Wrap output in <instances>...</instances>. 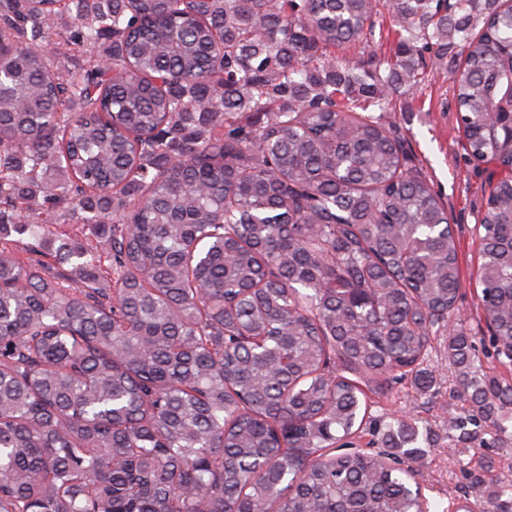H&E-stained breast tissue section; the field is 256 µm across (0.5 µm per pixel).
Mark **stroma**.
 Returning a JSON list of instances; mask_svg holds the SVG:
<instances>
[{"instance_id": "obj_1", "label": "stroma", "mask_w": 512, "mask_h": 512, "mask_svg": "<svg viewBox=\"0 0 512 512\" xmlns=\"http://www.w3.org/2000/svg\"><path fill=\"white\" fill-rule=\"evenodd\" d=\"M380 118L383 123L393 124L405 138L413 164L423 169L448 207L463 272L454 326L471 336L484 371L508 377L512 373L500 364L488 328L477 315V293L472 284L477 264L474 226L484 208L489 171L486 165L477 166L465 158V137L456 121L453 90L445 74H431L422 90L399 95L396 110L381 113ZM433 343L435 349L427 366L437 378L436 385L422 393L411 382H402L392 395L380 398L372 412L416 418L424 451L419 479L422 492L426 498L445 500L474 492L482 476L478 463L483 458L493 460L495 477L512 479V429L500 434L490 447L465 450L456 444L448 431V417L462 413L467 404L463 397L452 393L459 377L448 357L446 337H435Z\"/></svg>"}]
</instances>
